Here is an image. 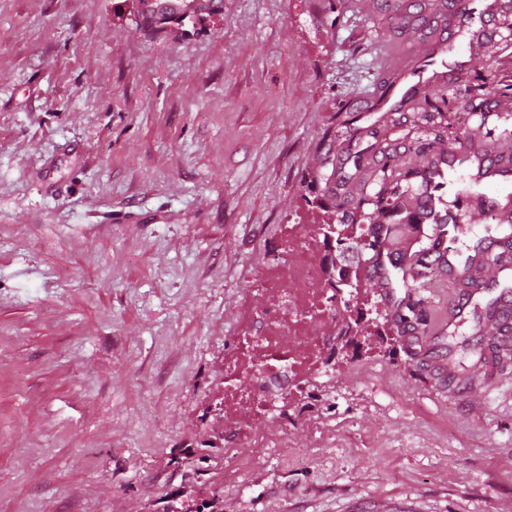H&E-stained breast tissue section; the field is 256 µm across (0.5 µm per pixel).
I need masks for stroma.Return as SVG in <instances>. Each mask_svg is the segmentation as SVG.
I'll return each instance as SVG.
<instances>
[{"mask_svg":"<svg viewBox=\"0 0 512 512\" xmlns=\"http://www.w3.org/2000/svg\"><path fill=\"white\" fill-rule=\"evenodd\" d=\"M411 0H212L163 25L143 0H0V512H512V359L475 297L433 279L427 325L367 288L364 334L259 450L210 447V395L266 243L345 224L360 157L424 161L419 116L372 111L404 52L436 38ZM465 80L512 53V10L466 30ZM512 130V97L444 152ZM449 230L456 263L501 235ZM205 456H198V448Z\"/></svg>","mask_w":512,"mask_h":512,"instance_id":"obj_1","label":"stroma"}]
</instances>
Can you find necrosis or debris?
Segmentation results:
<instances>
[{"mask_svg": "<svg viewBox=\"0 0 512 512\" xmlns=\"http://www.w3.org/2000/svg\"><path fill=\"white\" fill-rule=\"evenodd\" d=\"M300 253L288 262L287 247ZM270 259L259 282L264 302L244 305L233 344L224 353V389L215 443L251 441L254 423L274 416L294 421L296 409L315 399L316 385L336 366V327L363 320L368 304L350 286L351 267L336 252L324 224H283L268 243Z\"/></svg>", "mask_w": 512, "mask_h": 512, "instance_id": "obj_1", "label": "necrosis or debris"}]
</instances>
